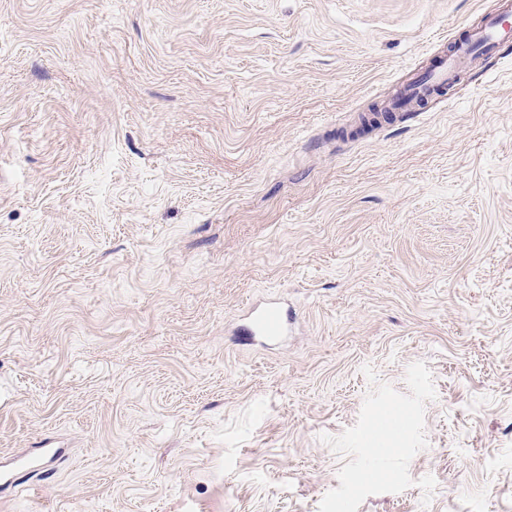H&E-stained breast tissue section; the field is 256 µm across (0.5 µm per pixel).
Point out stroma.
<instances>
[{
    "label": "stroma",
    "instance_id": "1",
    "mask_svg": "<svg viewBox=\"0 0 512 512\" xmlns=\"http://www.w3.org/2000/svg\"><path fill=\"white\" fill-rule=\"evenodd\" d=\"M502 4L0 0V512H512ZM511 21V5L504 3L501 13L487 19L481 27L469 30L464 37L458 39L452 52L439 57L433 69L418 74L411 82L400 88L386 105L387 111L392 113L421 110V104L431 97L433 89L448 85V81L465 72L478 53L496 54L500 46L510 39ZM248 320L246 331L249 336L276 340L288 330V311L276 302L253 305Z\"/></svg>",
    "mask_w": 512,
    "mask_h": 512
}]
</instances>
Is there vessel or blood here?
<instances>
[{
  "label": "vessel or blood",
  "mask_w": 512,
  "mask_h": 512,
  "mask_svg": "<svg viewBox=\"0 0 512 512\" xmlns=\"http://www.w3.org/2000/svg\"><path fill=\"white\" fill-rule=\"evenodd\" d=\"M512 40V6L503 5L501 13L486 20L479 28L458 39L452 52L439 57L431 70L418 74L399 89L387 104L390 112H414L431 95L434 88L465 72L477 54H496L500 46ZM288 330V313L276 302L253 305L249 311L248 335L266 340L284 336Z\"/></svg>",
  "instance_id": "obj_1"
}]
</instances>
